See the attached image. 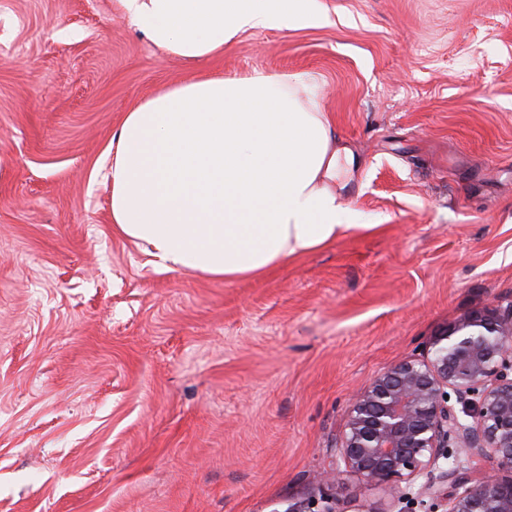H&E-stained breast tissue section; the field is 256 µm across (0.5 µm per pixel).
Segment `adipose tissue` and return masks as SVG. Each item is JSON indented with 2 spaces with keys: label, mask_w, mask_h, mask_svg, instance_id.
Wrapping results in <instances>:
<instances>
[{
  "label": "adipose tissue",
  "mask_w": 512,
  "mask_h": 512,
  "mask_svg": "<svg viewBox=\"0 0 512 512\" xmlns=\"http://www.w3.org/2000/svg\"><path fill=\"white\" fill-rule=\"evenodd\" d=\"M158 47L188 61L257 29L318 23L314 0H118ZM116 233L154 265L232 281L360 231L332 184L340 155L315 83L255 73L163 86L112 139Z\"/></svg>",
  "instance_id": "1"
}]
</instances>
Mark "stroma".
I'll list each match as a JSON object with an SVG mask.
<instances>
[{
	"instance_id": "1",
	"label": "stroma",
	"mask_w": 512,
	"mask_h": 512,
	"mask_svg": "<svg viewBox=\"0 0 512 512\" xmlns=\"http://www.w3.org/2000/svg\"><path fill=\"white\" fill-rule=\"evenodd\" d=\"M197 63L117 0H0V512H398L335 476L351 394L512 307V0H319ZM305 75L367 229L257 277L112 231L124 112L203 74Z\"/></svg>"
}]
</instances>
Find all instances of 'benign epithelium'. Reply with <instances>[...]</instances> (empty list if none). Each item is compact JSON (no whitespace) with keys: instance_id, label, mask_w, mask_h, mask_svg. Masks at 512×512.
Here are the masks:
<instances>
[{"instance_id":"1","label":"benign epithelium","mask_w":512,"mask_h":512,"mask_svg":"<svg viewBox=\"0 0 512 512\" xmlns=\"http://www.w3.org/2000/svg\"><path fill=\"white\" fill-rule=\"evenodd\" d=\"M336 448L370 486L425 477L442 512H512V307L474 310L434 335L423 360H405L356 391ZM491 455L498 470L464 476L459 454Z\"/></svg>"}]
</instances>
